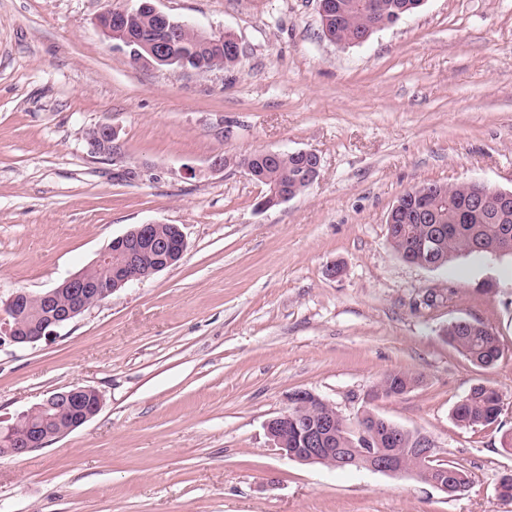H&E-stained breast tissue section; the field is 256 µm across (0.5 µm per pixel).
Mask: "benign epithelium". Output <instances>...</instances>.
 Segmentation results:
<instances>
[{
  "instance_id": "7a95c632",
  "label": "benign epithelium",
  "mask_w": 512,
  "mask_h": 512,
  "mask_svg": "<svg viewBox=\"0 0 512 512\" xmlns=\"http://www.w3.org/2000/svg\"><path fill=\"white\" fill-rule=\"evenodd\" d=\"M147 10L154 17L158 29L124 44L130 59L139 64L166 66L174 61L179 48L178 37L168 25L169 16L159 11L154 0H137V4L122 9H109L99 15L97 25L103 33L121 29L132 13ZM87 144L92 153L105 158L119 159L118 131L112 123L101 121L89 129ZM494 196L500 213L506 215L512 209V190L480 188L472 200V206H482L485 193ZM149 225L142 224L117 237L102 249L91 266L106 269L105 277L92 281L80 271L65 279L57 288L34 296L24 290L13 292L0 306V344L8 342L16 347L32 346L54 335L55 329L73 321L79 315L107 300L113 293L130 284L126 268L144 256H152L153 265L147 273L152 275L177 264L186 249L183 234L174 240L154 238L148 233ZM39 299L47 312V319L30 322L24 315L33 299ZM291 408L315 404L323 411L321 418L301 435L300 447L290 448L288 424L292 420L286 411L266 423V433L272 447L290 459L302 463H316L336 469L344 466L346 456L336 444V408L319 395L309 390H298L290 395ZM73 408L68 424L60 422L59 411L63 406ZM103 399L98 390L73 386L57 390L40 404L21 413L26 418L22 425L11 424L0 430V449L5 456L21 457L47 447L52 441L62 438L92 419L101 410ZM371 418L374 422H387L369 408L363 409L357 421L345 423V429L356 436L364 435ZM434 443L426 435H419V445L410 451L398 448H377L364 454L365 462L359 467L373 472L391 475H411L418 472V465L433 459Z\"/></svg>"
}]
</instances>
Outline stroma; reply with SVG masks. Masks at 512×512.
Returning a JSON list of instances; mask_svg holds the SVG:
<instances>
[{
  "label": "stroma",
  "mask_w": 512,
  "mask_h": 512,
  "mask_svg": "<svg viewBox=\"0 0 512 512\" xmlns=\"http://www.w3.org/2000/svg\"><path fill=\"white\" fill-rule=\"evenodd\" d=\"M134 3L0 0V299L55 288L139 224L187 242L55 338L0 345V426L60 389L103 396L64 438L0 457V512H512L496 492L512 474V258L421 267L386 224L417 185L512 190V0H424L355 45L323 35L318 0H155L236 34L240 64L210 72L115 48L97 18ZM104 119L116 163L85 140ZM300 150L319 177L258 210L265 188L239 159ZM217 155L230 165L212 169ZM139 166L152 178L123 179ZM461 319L496 333L493 367L449 345ZM394 371L416 384L373 410L462 464L464 495L271 447L265 424L294 391L353 420ZM478 384L499 392V419L461 428L452 410Z\"/></svg>",
  "instance_id": "1"
}]
</instances>
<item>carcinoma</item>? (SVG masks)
<instances>
[{
  "mask_svg": "<svg viewBox=\"0 0 512 512\" xmlns=\"http://www.w3.org/2000/svg\"><path fill=\"white\" fill-rule=\"evenodd\" d=\"M363 0H326V16L320 18L329 32L336 36V42L347 43L365 32L375 22L386 21L397 24L403 18L421 8V0H371L377 6L378 14L367 15L361 10ZM193 57L205 61L206 70H230L238 65L223 40L212 39L202 43L193 34L184 35ZM241 167L252 170L253 179L262 183L267 192L281 191L300 195L307 186L304 182L309 160L292 152L282 153L276 158L261 157L251 154L239 161ZM470 199L467 185L461 184L447 188L437 206V219L428 222L417 216L406 214L401 224L387 225V236L396 253L407 252L412 243L426 236L436 226L445 231L443 247L435 254L439 266L448 265L462 255L478 253L474 246L485 249H500L512 242V213L503 218L494 206L490 205L482 213L466 222L461 220ZM448 342L470 362L483 366H493L500 357L498 339L493 330L480 324L461 325L453 323L448 326ZM416 378L406 372H393L383 380L384 394H400L411 388ZM501 413L499 393L484 384L471 388L452 411L456 423L464 428L487 426L495 423ZM338 448H347L349 459H354L352 448L369 450L376 447L374 441L363 438L340 437ZM448 471V483L455 488L454 495L463 494V489L470 484L469 475L464 467L456 462H444L439 459L429 461L428 471L420 476L421 481L438 477L442 471Z\"/></svg>",
  "mask_w": 512,
  "mask_h": 512,
  "instance_id": "cac0c4a2",
  "label": "carcinoma"
}]
</instances>
